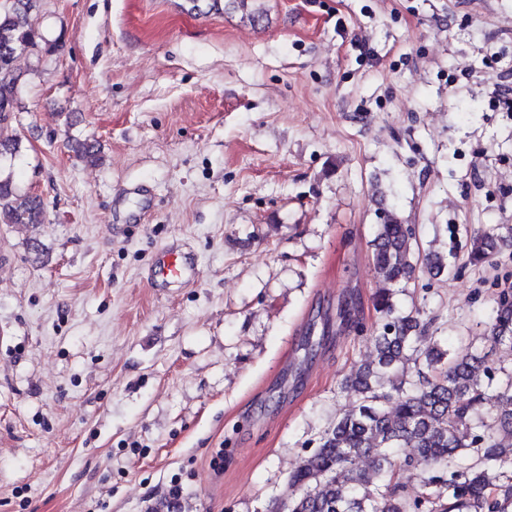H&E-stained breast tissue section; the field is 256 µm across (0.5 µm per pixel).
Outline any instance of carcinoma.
<instances>
[{
    "instance_id": "obj_1",
    "label": "carcinoma",
    "mask_w": 512,
    "mask_h": 512,
    "mask_svg": "<svg viewBox=\"0 0 512 512\" xmlns=\"http://www.w3.org/2000/svg\"><path fill=\"white\" fill-rule=\"evenodd\" d=\"M35 9L36 0H13L0 10V73L8 74L0 78V110L18 105V58L41 49ZM69 148L85 162L99 160L88 139H73ZM19 153L18 140L0 139V161L13 163ZM43 220V200L19 194L0 168V223ZM415 240L414 228L390 213L376 225L372 262L386 287L372 297L375 354L343 382L359 402L336 414L301 457L276 512H512V443L501 438L512 435V368L493 359L512 349V289L496 294L493 317L470 351L451 354L425 341L435 319L399 312V285L417 272L436 276L455 266L421 252ZM505 242H512V228L475 232L466 264L491 262ZM402 470L413 472L416 491L400 481Z\"/></svg>"
}]
</instances>
